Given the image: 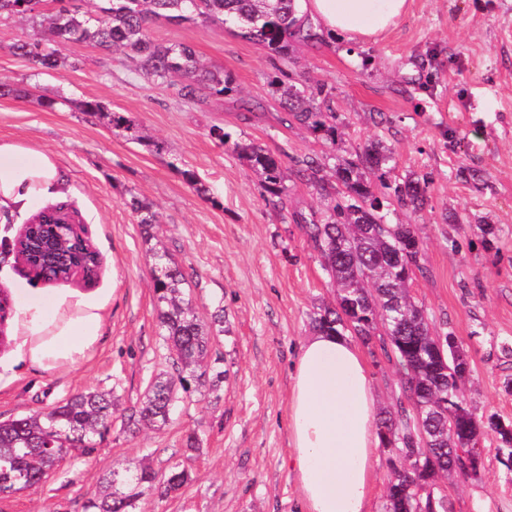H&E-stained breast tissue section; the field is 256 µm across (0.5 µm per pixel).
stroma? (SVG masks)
<instances>
[{
  "instance_id": "35a3bbf8",
  "label": "stroma",
  "mask_w": 512,
  "mask_h": 512,
  "mask_svg": "<svg viewBox=\"0 0 512 512\" xmlns=\"http://www.w3.org/2000/svg\"><path fill=\"white\" fill-rule=\"evenodd\" d=\"M27 18L0 20V82L22 84L25 98L0 96V137L50 153L67 178L68 203L101 259L98 279L47 284L29 279L12 248L27 216L0 215V286L52 304L70 290L104 308L102 335L75 369H42L21 359L17 340L0 347V420L31 414L88 389H108L117 414L138 409L151 378L169 371L152 286L154 259L130 196L150 202L154 229L171 262L188 277L187 292L204 322L224 312L212 356L227 375L219 390L190 384L173 419L160 430L112 432L90 455L55 466L37 492L0 499V512H85L108 471L178 465L193 480L174 497L145 485L137 512H304L289 468L288 410L298 349L313 328L311 314L333 304L335 289L319 253L295 216L320 213L324 202L293 176L295 161L328 148L299 123L287 124L272 95L277 72L323 84L332 94L341 137L337 156L380 138L395 159V185L427 178L419 211L396 208L387 220L417 227L423 270L410 293L434 332L453 333L467 353L466 399L477 416L512 420V0H410L407 15L376 41L336 38L291 42L286 60L219 25L154 21L157 42H184L213 69L230 75L249 112L234 96L185 103L176 87L138 74L119 57L69 45V66L34 68L14 55L17 39L36 33ZM67 102L44 108L41 97ZM98 99L136 120L162 151L127 140L106 118L78 111ZM266 147L288 171L286 208L273 205L246 163L210 135ZM195 173L208 187L198 195ZM494 225L495 236L480 227ZM378 411L394 409L399 376L382 353L366 354ZM196 433L198 450L185 445ZM481 479H442L454 512H512V480L497 457L494 434L481 437Z\"/></svg>"
}]
</instances>
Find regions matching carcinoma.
Here are the masks:
<instances>
[{
    "label": "carcinoma",
    "mask_w": 512,
    "mask_h": 512,
    "mask_svg": "<svg viewBox=\"0 0 512 512\" xmlns=\"http://www.w3.org/2000/svg\"><path fill=\"white\" fill-rule=\"evenodd\" d=\"M56 7L45 9L46 0H0V18L18 15L39 20L40 32L11 45L14 54L34 67L56 70L69 65L63 50L75 43L89 45L106 56L121 55L136 62L143 76L161 84L179 85L180 98L201 104L209 98L237 92L230 76L209 68L187 44H161L150 38L149 25L158 19L177 24L197 19L235 28L245 39L266 46L285 57L288 41H323L313 25L296 17L297 0H92L93 10L83 12L73 0H53ZM288 121L308 127L331 146L338 140L336 113L322 111L317 99L323 88L307 82L271 80ZM81 111L103 115L112 128L141 145L151 146L141 126L121 112L109 110L97 99L86 100ZM210 136L234 152L260 177L266 191L280 199L284 171L278 160L260 144L232 140L219 126ZM394 157L379 141L363 146L356 160L327 155L323 160L297 161L296 174L304 178L327 200L318 220L296 219L319 252L323 269L336 286V304L313 313L316 331L351 336L367 347L379 346L387 361L400 375L404 400L397 412L386 413L379 423L382 446L391 449L390 477L386 486V512H453L450 498L441 494L438 480L448 473L467 479L481 476L484 462L474 461V473L452 467V457L468 454L487 432L498 436V454L512 475V421L492 414L478 417L471 410L462 389L467 381L456 369V337L432 331L428 317L411 299L409 282L422 271V246L413 224H390L387 210L393 204L418 210L424 204L426 180L408 179L393 187V195L377 194L371 178L382 188ZM332 166L336 184L333 196L326 177ZM139 217L145 241L154 239L158 223L151 203L137 196L126 202ZM159 276L153 277L157 319L161 336L172 353V372L156 376L150 383L137 414L129 416L134 425L160 429L170 421L191 380L211 379V386L224 381V371L210 359L212 327L198 316L186 297V279L170 263L165 250L151 247ZM112 390L94 389L76 393L62 402L33 414L0 421V499L19 493H33L46 482L62 460L60 448L89 454L96 442L112 430ZM424 432L434 442L431 454L415 457ZM189 480L184 470L172 469L160 477L148 468L135 473L109 472L102 478L95 499L87 508L94 512H135L144 484H159L169 495ZM417 485L431 487L432 494L415 499Z\"/></svg>",
    "instance_id": "obj_1"
}]
</instances>
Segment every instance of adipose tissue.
<instances>
[{
    "instance_id": "1",
    "label": "adipose tissue",
    "mask_w": 512,
    "mask_h": 512,
    "mask_svg": "<svg viewBox=\"0 0 512 512\" xmlns=\"http://www.w3.org/2000/svg\"><path fill=\"white\" fill-rule=\"evenodd\" d=\"M408 0H301L300 14L345 40L377 39L407 13ZM64 180L51 154L0 139V211L26 214L60 194ZM103 308L78 292L52 306L21 304L10 330L17 351L43 369L83 362L98 342ZM289 410L292 473L307 512H367L381 444L365 358L346 336L314 332L293 367Z\"/></svg>"
}]
</instances>
